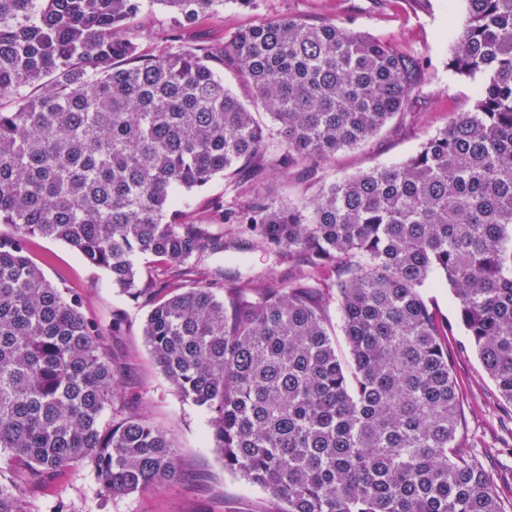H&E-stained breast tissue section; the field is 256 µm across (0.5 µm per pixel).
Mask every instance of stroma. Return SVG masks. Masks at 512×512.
Here are the masks:
<instances>
[{
    "instance_id": "stroma-1",
    "label": "stroma",
    "mask_w": 512,
    "mask_h": 512,
    "mask_svg": "<svg viewBox=\"0 0 512 512\" xmlns=\"http://www.w3.org/2000/svg\"><path fill=\"white\" fill-rule=\"evenodd\" d=\"M288 16L310 24L338 22L396 49L415 52L426 65V76L416 90L420 110L398 115L365 145L337 154L325 167V182L405 161L455 113L472 106V82L448 68V30L463 18L462 11H449L448 0H255L245 10L227 0L222 11L200 16L185 36L216 43L241 28ZM216 231L232 238L233 244L207 254L205 261L222 266L225 281L258 278L284 284L291 278L295 263L286 255L257 247L236 225L221 224ZM30 256L49 281L80 295L85 317L109 327L104 349L118 367L112 412L118 415L133 406L166 428L177 447L180 478L159 491L107 499L100 495L90 468L36 483L20 481L17 471L0 462V483L15 487L32 512H49L59 501L68 504L70 512H278L276 499L246 485L225 467L211 446L207 414L183 401L156 364L142 334L146 307L63 242L34 238ZM424 297L448 323V357L461 396V443L482 451L497 493L511 500L512 405L503 401L472 347L451 290L429 288ZM116 313L121 316L117 323L112 320Z\"/></svg>"
}]
</instances>
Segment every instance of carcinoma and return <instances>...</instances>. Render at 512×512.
Masks as SVG:
<instances>
[{"label": "carcinoma", "instance_id": "1", "mask_svg": "<svg viewBox=\"0 0 512 512\" xmlns=\"http://www.w3.org/2000/svg\"><path fill=\"white\" fill-rule=\"evenodd\" d=\"M450 69L472 107L409 159L322 183L323 165L417 109L421 58L339 23L281 17L222 43L183 29L224 0H0V458L31 479L90 468L108 498L179 478L168 432L106 418L117 368L107 329L49 281L28 240L62 241L148 307L143 336L182 399L208 415L224 466L283 512H512L479 455L458 447L448 323L423 297L451 289L512 404V0H463ZM167 8V50L134 20ZM249 85L239 99L224 65ZM39 87L30 94L26 88ZM296 168L313 197L241 184L207 220L186 194L242 168ZM237 224L298 258L286 286L201 265ZM160 271L139 274L137 257ZM194 276L182 289V279ZM334 304L350 362L336 354ZM0 512H30L0 485Z\"/></svg>", "mask_w": 512, "mask_h": 512}]
</instances>
